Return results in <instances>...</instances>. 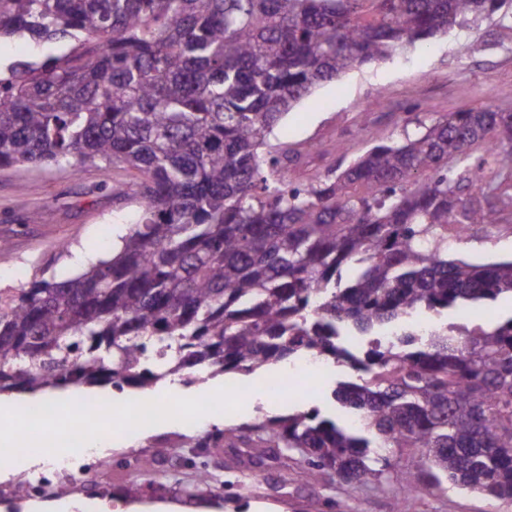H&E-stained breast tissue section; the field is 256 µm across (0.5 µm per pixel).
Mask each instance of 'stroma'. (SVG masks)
I'll return each instance as SVG.
<instances>
[{
    "mask_svg": "<svg viewBox=\"0 0 512 512\" xmlns=\"http://www.w3.org/2000/svg\"><path fill=\"white\" fill-rule=\"evenodd\" d=\"M512 106V35L501 26L499 15L478 19L432 39L426 46L391 59L353 69L316 89L289 112L276 130L278 138L314 145L315 150L290 170L298 183L308 182L337 167L344 158L340 142L351 143L352 154L373 146V130L396 139L410 115L424 121L444 114L484 106ZM136 172L119 167L102 176L96 165L80 172L63 167L42 169L0 167V288L26 287L42 269L67 278L81 272L91 259H106L139 214L135 193L116 196L112 182H138ZM71 254L60 257V244ZM451 257L473 261L512 258V214L500 215L497 224L477 225L463 238H449ZM294 399H275L272 407L255 413V422L319 409L336 418L328 397L341 381H359L358 371L333 367L330 374L294 371ZM137 437L123 441L113 432L107 451L112 466L105 473L90 472L93 497L70 492L58 495L53 506L66 512H99L102 504H174L178 512H392L401 493L395 474L416 464L418 449L388 451L390 478L377 485L346 493L339 479L306 483L303 464L293 451L256 464L249 448H186L184 437L206 436L216 430L211 416L187 429L161 416L137 417ZM169 449L153 472L141 471L136 460L154 455L158 446ZM262 470L265 480L253 484L251 474ZM212 474L206 493L181 494L177 481H192L197 471ZM414 512H512V500H494L446 484L414 490Z\"/></svg>",
    "mask_w": 512,
    "mask_h": 512,
    "instance_id": "35a3bbf8",
    "label": "stroma"
}]
</instances>
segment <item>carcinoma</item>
I'll use <instances>...</instances> for the list:
<instances>
[{
	"label": "carcinoma",
	"mask_w": 512,
	"mask_h": 512,
	"mask_svg": "<svg viewBox=\"0 0 512 512\" xmlns=\"http://www.w3.org/2000/svg\"><path fill=\"white\" fill-rule=\"evenodd\" d=\"M512 0H0V39L70 43L0 74V167L87 163L141 176L112 257L0 289V393L145 387L185 368L251 373L311 353L371 374L335 403L185 446L296 448L306 478L353 491L379 448H418L407 492L445 483L512 500V317L426 340L381 329L512 295V259L448 257V230L512 212V111L445 114L308 185L270 142L320 84L464 27ZM344 329L371 336L352 351Z\"/></svg>",
	"instance_id": "cac0c4a2"
}]
</instances>
